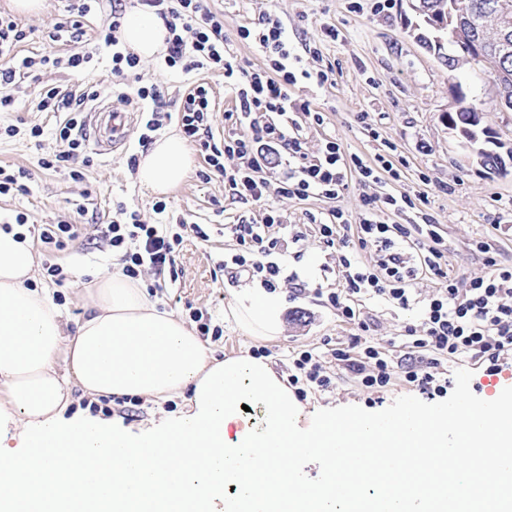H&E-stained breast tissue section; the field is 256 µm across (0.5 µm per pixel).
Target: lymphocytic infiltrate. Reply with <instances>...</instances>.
I'll list each match as a JSON object with an SVG mask.
<instances>
[{"label": "lymphocytic infiltrate", "instance_id": "1", "mask_svg": "<svg viewBox=\"0 0 512 512\" xmlns=\"http://www.w3.org/2000/svg\"><path fill=\"white\" fill-rule=\"evenodd\" d=\"M143 10L155 13L166 22L170 33L160 68L189 73L198 70L219 71L224 84L235 97V108L226 112L232 130L219 136L214 131V102L208 85L197 83L187 89L179 105L167 101L163 89L145 79L140 60L122 44L119 31L126 13V0H112L110 14L99 21L95 35L112 49V86L122 99L139 105L142 112L138 145L148 148L157 132L167 123L177 122L184 137L197 143L204 167L200 180L223 179L235 200L260 204L271 195L304 201L318 198L328 202L326 219L316 221L314 231L326 247L338 248L342 267V286L327 296L329 305L356 334L353 350L333 349L337 365L351 372L369 389L387 387L393 376H401L412 388L431 395L447 393V383L439 381L436 371L442 361L481 360L486 374L501 372L506 356L512 354V267L491 264L489 271L459 289L448 275V255L442 237L430 214H422L417 224H392L388 214L417 209L427 194L408 190L389 191L390 181L400 172L391 151L365 160L345 153L335 137L323 138L316 152H309L303 126H323L322 112L313 108L299 90L304 84H334L333 65L308 69L302 57L288 41L279 17L263 12L238 31L240 41L254 45L262 62L252 65L238 59L224 36V15L210 6V0H137ZM98 0H78L74 19L56 23V31H69L73 44L63 63L67 69H87L92 55L83 45L87 34L85 19L96 11ZM26 32L10 17L0 16V56L16 57V65L0 68V109L13 106L22 75L36 65H47L49 57L17 58L16 50ZM97 93L88 89L81 94L56 87L40 92L37 108L42 112H61L65 118L57 128L63 148L50 158L40 159L42 169L82 161L85 155L84 106ZM369 190L364 209L350 219L337 201L350 184ZM15 222L33 240L56 252L64 250L80 236L78 225L61 221L34 225L25 214ZM208 240L198 224H150L137 211L118 208L108 223L95 227L96 240L119 254L122 272L136 279L152 273L153 291L177 280L176 258L187 237ZM302 231L289 228L281 215L265 210L261 221L239 217L225 225L228 247L217 264L232 278L256 280L267 290L277 289L283 275L282 262L289 245L304 240ZM374 247L373 258L364 259L367 247ZM427 276L435 287L420 305L419 327H406V345L429 352L426 360L409 354L392 359L369 342L374 322L365 310L368 300L379 298L399 308L416 305L414 282ZM293 372L288 377L297 396L307 390H325L332 386L334 372L321 356L298 351L292 356Z\"/></svg>", "mask_w": 512, "mask_h": 512}]
</instances>
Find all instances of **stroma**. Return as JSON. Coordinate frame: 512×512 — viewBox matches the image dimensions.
<instances>
[{
	"instance_id": "35a3bbf8",
	"label": "stroma",
	"mask_w": 512,
	"mask_h": 512,
	"mask_svg": "<svg viewBox=\"0 0 512 512\" xmlns=\"http://www.w3.org/2000/svg\"><path fill=\"white\" fill-rule=\"evenodd\" d=\"M375 0H215L213 7L224 15V33L231 40L235 54L249 62H259L257 50L237 38V31L259 13L278 16L295 49L316 46L319 58H306L308 67L320 62L336 68V83L319 87L309 85L303 93L325 118L323 126L309 128L306 138L310 150H317L322 137H336L342 149L365 158L382 152L384 143L394 144L396 159L401 160V178L397 190H409L428 178V204L448 247V274L458 288L465 289L471 280L486 273L485 257L499 265H512V112H486L481 116L484 127L496 135L497 167L478 164L467 140L448 127L446 115L455 111L457 101L448 80V68L436 52L426 49L417 39L418 17L408 0H396L393 9L379 11ZM72 0H44L42 11L19 17L18 23L28 37L19 47L23 56L66 53V40H52L53 25L68 16ZM336 31L327 37L326 28ZM112 52L100 49L86 71H66L52 66L35 69L23 77L17 101L10 110L0 112V128L10 125H37L43 130L38 139L25 134L0 137V166L22 168L29 172L25 194L0 197V212L26 214L29 223L55 224L67 220L75 224H100L117 206L140 212L143 220L153 221L155 194L142 188L128 159L139 153L137 143L105 157L96 154L93 144H86L93 164L84 169L82 179H75L71 166L44 170L41 158L58 153L62 145L55 130L63 114L38 111L37 97L46 87L82 93L86 87L99 88L100 98L113 97ZM146 78L163 87L170 100L178 98L191 82H205L215 98L216 132L230 130L225 112L234 106V96L224 87L219 72L184 75L157 69L155 61L141 65ZM376 128L379 138L369 137L368 128ZM171 216L201 225L211 236L204 242L189 239L176 259L179 277L170 294L157 298L158 308L188 318L189 307L207 310L224 333L205 337L204 344L217 358L248 356L258 341L241 335L226 320L227 303L246 287V280L231 281L218 272L216 262L225 248L221 225L246 215L261 218L262 209L233 199L222 180L203 183L195 173L166 196ZM489 252H482V245ZM300 258H289L288 271L297 277L296 284L282 285L288 306L284 313V330L268 344V363L280 378L292 372L289 357L293 351L309 350L329 356L331 349L348 346L354 326L344 322L327 305L325 294L339 288L342 276L338 251L326 247L314 233H307L298 245ZM56 260L66 272L63 285L52 284L45 274H38L37 284L50 289L53 298L61 299L69 329L90 312L89 301L78 300V281L85 272L108 269L112 252L100 242L80 241L59 252ZM375 320L373 340L392 358L406 352L398 336L404 326L419 325L417 309L403 310L380 299L368 301ZM452 387L447 395L428 398L393 381L382 391L362 387L353 375L336 368L335 381L328 390H308L299 402L301 426L315 424L328 408H346L359 412L389 411L411 400L430 407H447L467 396L473 405H483L497 392L512 387V365L500 375H486L477 362H447Z\"/></svg>"
}]
</instances>
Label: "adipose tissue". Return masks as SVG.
I'll return each mask as SVG.
<instances>
[{
    "label": "adipose tissue",
    "mask_w": 512,
    "mask_h": 512,
    "mask_svg": "<svg viewBox=\"0 0 512 512\" xmlns=\"http://www.w3.org/2000/svg\"><path fill=\"white\" fill-rule=\"evenodd\" d=\"M167 36L149 12H128L120 28L143 60L164 52ZM193 162L173 132L142 155L136 177L164 195ZM37 268L32 241L0 228V512H512V391L479 408V428L412 401L304 428L266 361L210 356L121 269L85 283L92 312L71 332L49 290L34 286ZM283 311L280 294L253 285L225 315L243 335L272 342ZM76 389L95 401L180 398L184 408L132 433L71 412ZM250 398L262 427L242 412ZM305 459L326 469L322 484L295 478ZM453 485L466 495L449 496Z\"/></svg>",
    "instance_id": "1"
}]
</instances>
